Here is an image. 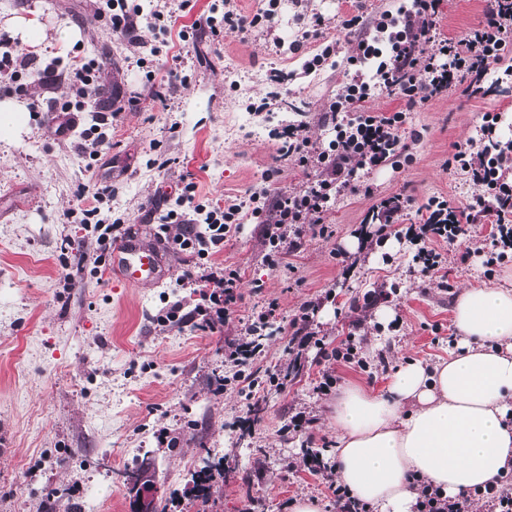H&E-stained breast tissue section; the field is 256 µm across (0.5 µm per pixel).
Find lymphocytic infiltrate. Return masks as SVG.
<instances>
[{"mask_svg":"<svg viewBox=\"0 0 512 512\" xmlns=\"http://www.w3.org/2000/svg\"><path fill=\"white\" fill-rule=\"evenodd\" d=\"M106 6L113 37L137 45L141 42V27L170 31L178 13L189 10L191 3L180 0L177 8L163 5L148 13L136 0H107ZM442 6L443 0H400L396 10L385 11L369 21L359 14L342 17L340 27L358 32L359 37L347 58L355 72L323 116V124L332 135L328 146L313 143L301 122L285 121L270 131L271 138L279 143L280 157L296 162L304 174L301 189L279 194L268 207L260 205L254 195L246 204L223 207L197 202L194 182H186L165 217L166 223L182 227L175 239L179 249L205 257L207 249L223 244L226 234L240 223V215L247 209L266 224L271 246L266 262L271 268H279L301 245L300 225L311 224L317 226L319 235L328 234L323 216L334 206L337 195L346 190L357 191L360 174L396 161L408 112L449 90H461L469 97L492 94L496 85L489 82L488 75L505 55L512 53V0H490L484 21L460 38L437 34ZM277 8V0H268L266 9L250 17L228 8L222 17L207 16L195 21L192 28L209 31L215 39L227 30L244 31L258 26L270 29L276 25ZM101 69L95 60L66 64L57 57L36 71L35 77L43 81L64 75L76 103L91 105ZM375 89L396 97L399 108L392 112L373 111L369 102ZM500 121V113H484L479 137L456 145L452 156L454 165L465 170L481 189V197L462 210L449 206L445 198H431L418 227L407 230V237L419 244L413 262L422 276L444 268L445 258L436 248L438 242H455L467 234L469 225L486 217L492 218L497 227L484 262L487 274H494L496 266L512 250V142L496 139ZM90 196L92 204L82 209L81 222L85 231L96 233L101 250L106 252L112 247L114 232L121 228L120 222L109 223L101 216L102 204L112 199V187L95 184ZM184 278L196 287L203 304L187 314L172 309L166 315L167 321L188 323L202 331L218 324H233L240 300L239 269L213 266L200 275L190 268ZM313 310L310 302L299 308L289 322L292 336L299 338L301 344L315 345L316 362L353 360L357 351L354 336H347L330 350L323 340L315 338L311 330ZM278 316L277 302H268L244 326L242 336L224 344V363L232 373L223 382L228 386L247 383L246 399L254 407L264 400V385L279 390L285 387L277 374L264 379L252 368L263 351L258 335L277 325Z\"/></svg>","mask_w":512,"mask_h":512,"instance_id":"f902f5d3","label":"lymphocytic infiltrate"}]
</instances>
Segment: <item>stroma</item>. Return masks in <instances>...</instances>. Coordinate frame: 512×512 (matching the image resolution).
<instances>
[{"label": "stroma", "instance_id": "stroma-1", "mask_svg": "<svg viewBox=\"0 0 512 512\" xmlns=\"http://www.w3.org/2000/svg\"><path fill=\"white\" fill-rule=\"evenodd\" d=\"M487 5L446 0L440 33L465 35ZM393 7L392 0H280L274 32L228 31L220 42L195 45L174 31H146L138 48L113 40L98 0H0V33L7 19L33 12L47 26L62 22L75 31L71 43L50 37L30 50L37 66L67 55L105 61L100 93L114 97L112 108L83 112L72 134L58 139L42 115L63 102L67 84L32 81L19 93L0 80V101L37 100L43 109L0 134V512H135L126 479L138 469L165 512H293L301 498L334 512V472L313 473L302 457L337 442L331 405L339 392L351 385L379 392L405 361L446 358L458 293L502 281L498 274L486 278L482 265L492 225H473L464 243L443 247L444 278L410 272L415 247L404 232L430 197L460 209L473 204L477 187L448 161L455 144L476 136L488 111H501L499 137L512 140V80L485 99L451 91L417 107L406 129L411 161L370 174V194L339 197L325 219L331 236L305 225L288 269L266 265L269 245L262 225L251 220L209 256V263L242 272L237 317L274 300L289 319L313 301L319 308L312 328L327 346L354 334L357 358L331 364L337 382L324 394L313 389L320 378L315 347H298L279 333L265 337L257 365L286 374L285 391H269L255 412L236 390L216 392L227 328L202 332L160 321L173 306L189 312L200 302L179 282L186 254L169 246L172 274L157 287L121 285L93 265L100 247L71 213L82 204L80 186L108 181L115 191L108 220L149 236L158 234L161 214L151 200L174 191L188 173L197 200L212 204L299 189L303 173L279 158L269 131L288 118L324 140L321 115L345 81L343 65L308 75L304 61L329 44L337 57L351 52L336 25L341 17ZM161 44L165 53L150 57V46ZM172 68L188 80L163 104L151 81ZM274 70L288 73L287 84L270 83ZM273 90L281 95L280 111H248ZM100 135L112 147L94 158L88 144ZM399 195L411 202L398 214L397 233L378 240L372 209ZM445 279L452 291L442 288ZM374 293L378 301L366 305ZM299 412L313 424L295 434L287 425ZM163 428L168 436L161 440ZM206 455L222 475L203 501L190 475Z\"/></svg>", "mask_w": 512, "mask_h": 512}]
</instances>
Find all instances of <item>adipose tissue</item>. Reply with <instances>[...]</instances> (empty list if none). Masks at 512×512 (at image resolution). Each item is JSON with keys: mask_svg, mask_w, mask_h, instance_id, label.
Here are the masks:
<instances>
[{"mask_svg": "<svg viewBox=\"0 0 512 512\" xmlns=\"http://www.w3.org/2000/svg\"><path fill=\"white\" fill-rule=\"evenodd\" d=\"M457 350L399 367L384 390L336 399V477L379 512H414L415 478L443 495L482 491L512 468V289L465 288Z\"/></svg>", "mask_w": 512, "mask_h": 512, "instance_id": "obj_1", "label": "adipose tissue"}]
</instances>
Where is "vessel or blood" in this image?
Instances as JSON below:
<instances>
[{
    "mask_svg": "<svg viewBox=\"0 0 512 512\" xmlns=\"http://www.w3.org/2000/svg\"><path fill=\"white\" fill-rule=\"evenodd\" d=\"M78 122L75 113L51 112L46 127L59 138L68 137ZM110 274L129 287H154L171 273L159 245L146 242L139 232H132L112 246Z\"/></svg>",
    "mask_w": 512,
    "mask_h": 512,
    "instance_id": "b4317fda",
    "label": "vessel or blood"
}]
</instances>
